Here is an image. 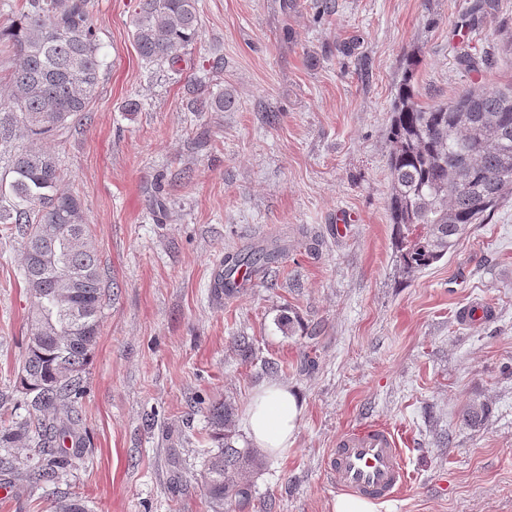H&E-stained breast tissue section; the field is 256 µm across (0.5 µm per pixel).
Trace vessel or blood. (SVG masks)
I'll list each match as a JSON object with an SVG mask.
<instances>
[{
  "label": "vessel or blood",
  "instance_id": "b4317fda",
  "mask_svg": "<svg viewBox=\"0 0 512 512\" xmlns=\"http://www.w3.org/2000/svg\"><path fill=\"white\" fill-rule=\"evenodd\" d=\"M326 466L338 489L381 500L394 497L407 476L394 435L376 426L342 435Z\"/></svg>",
  "mask_w": 512,
  "mask_h": 512
}]
</instances>
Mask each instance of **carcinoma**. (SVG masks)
<instances>
[{"label": "carcinoma", "mask_w": 512, "mask_h": 512, "mask_svg": "<svg viewBox=\"0 0 512 512\" xmlns=\"http://www.w3.org/2000/svg\"><path fill=\"white\" fill-rule=\"evenodd\" d=\"M199 0H139L132 37L141 59L150 66L175 67L180 53L199 36ZM94 0H26L14 17L13 5H0V43H8L16 59L7 97L0 112L8 122L0 135L29 145L14 153L9 182L0 184V224H16L25 239L24 277L35 298L28 344L18 379L36 421L0 423V447L26 439L45 458L33 468L35 480L50 479L70 464V454H57L65 442L82 444L76 426L83 394L81 374L101 331L104 293L97 251L87 241L83 203L66 187L57 158L31 143L51 137L88 111L97 95L103 59L92 22ZM406 60L393 102L388 158L390 222L398 229L403 269L409 273L431 266L454 247L469 225L492 218L512 195V85L477 86L455 99L424 106L415 99L414 66ZM224 91H196L187 102L192 112H222L231 107ZM46 253L34 261V245ZM280 249L258 248L224 260V287L232 296L240 287L236 274L265 271ZM63 264L69 279L56 276ZM64 408L67 422L47 416ZM211 426L221 444L205 453L201 477L211 512H247L252 508L246 474L265 461L253 448L234 446L232 409L209 408ZM488 408L472 402L463 412L473 427L483 424Z\"/></svg>", "instance_id": "1"}]
</instances>
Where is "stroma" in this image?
Listing matches in <instances>:
<instances>
[{
    "mask_svg": "<svg viewBox=\"0 0 512 512\" xmlns=\"http://www.w3.org/2000/svg\"><path fill=\"white\" fill-rule=\"evenodd\" d=\"M104 66L83 119L50 137L100 261L103 327L83 372L79 458L38 486L37 451L0 448V512H210L206 403L230 405L238 446L255 389L304 401L294 443L249 474L252 512H331L338 439L388 429L408 481L377 512H512V198L453 251L404 273L389 220L391 109L408 55L424 105L512 83V0H200L180 72L140 58L138 0H95ZM223 72H215L216 62ZM233 95L191 112L187 85ZM142 104L125 111L128 100ZM348 219L337 232L338 215ZM283 253L221 300L217 263ZM24 240L0 224V420L24 418L17 373L34 297ZM493 315L464 324L458 311ZM294 320L292 333L277 325ZM473 400L482 426L462 417Z\"/></svg>",
    "mask_w": 512,
    "mask_h": 512,
    "instance_id": "obj_1",
    "label": "stroma"
}]
</instances>
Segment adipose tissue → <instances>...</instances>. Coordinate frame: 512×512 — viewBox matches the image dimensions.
<instances>
[{
    "label": "adipose tissue",
    "instance_id": "adipose-tissue-1",
    "mask_svg": "<svg viewBox=\"0 0 512 512\" xmlns=\"http://www.w3.org/2000/svg\"><path fill=\"white\" fill-rule=\"evenodd\" d=\"M303 410V401L294 388L271 381L251 396L242 427L254 447L279 456L292 446Z\"/></svg>",
    "mask_w": 512,
    "mask_h": 512
}]
</instances>
